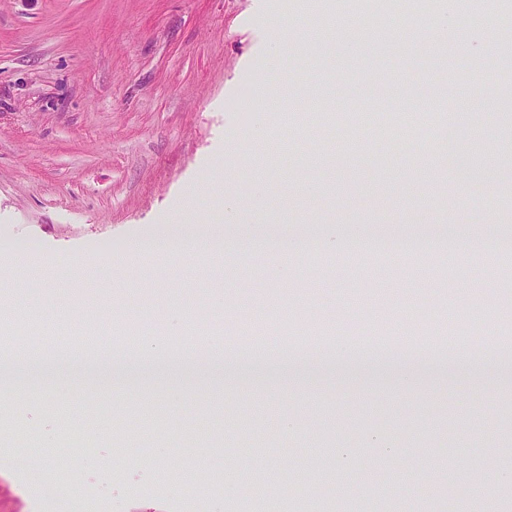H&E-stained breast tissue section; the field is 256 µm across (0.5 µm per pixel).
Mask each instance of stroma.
<instances>
[{
    "label": "stroma",
    "instance_id": "obj_1",
    "mask_svg": "<svg viewBox=\"0 0 512 512\" xmlns=\"http://www.w3.org/2000/svg\"><path fill=\"white\" fill-rule=\"evenodd\" d=\"M357 6L314 0H0V264L85 256L82 281L56 287L69 313L27 314L37 287L11 277L0 304V383L31 401L0 410V512H281L250 485L278 483L297 512H512V262H487L512 238V110L488 108L512 70V0L477 10L467 34L424 35L391 19L366 54L344 38ZM296 45L274 86L262 77L273 21ZM480 50L482 91L446 137L385 150L354 126L387 131L454 76L449 57ZM268 128L256 138L257 121ZM225 219L223 273L205 218ZM189 224L180 258L126 260L139 235ZM303 238L286 255L253 248L250 227ZM410 238L414 267L348 259L353 242ZM332 255L329 264L321 255ZM111 261L112 272L98 267ZM455 310L447 351L429 344ZM257 353L174 357L188 336L243 341ZM93 337L136 348V373H95L73 398L47 348ZM90 433L94 447L76 446ZM69 446H62V437ZM111 462V475L97 467ZM338 487L329 500L317 484ZM375 484L371 500L362 497Z\"/></svg>",
    "mask_w": 512,
    "mask_h": 512
}]
</instances>
